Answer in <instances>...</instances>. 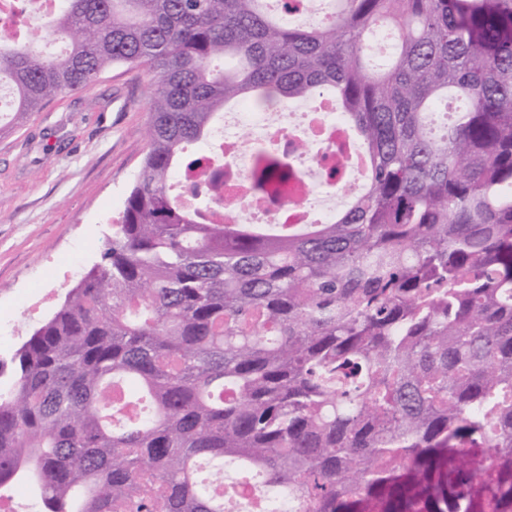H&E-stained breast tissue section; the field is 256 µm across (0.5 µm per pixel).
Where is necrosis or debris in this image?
<instances>
[{"mask_svg":"<svg viewBox=\"0 0 512 512\" xmlns=\"http://www.w3.org/2000/svg\"><path fill=\"white\" fill-rule=\"evenodd\" d=\"M59 0H0V37L29 34L52 16ZM272 146L289 158L295 180L273 194L255 192L250 168L258 149ZM362 160L349 130L336 122L328 95L288 105L269 101L225 113L216 149L201 165L182 169L175 184L180 207L195 211L206 187L215 195L207 215L219 224H317L330 220L356 185Z\"/></svg>","mask_w":512,"mask_h":512,"instance_id":"1","label":"necrosis or debris"}]
</instances>
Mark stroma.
<instances>
[{
	"mask_svg": "<svg viewBox=\"0 0 512 512\" xmlns=\"http://www.w3.org/2000/svg\"><path fill=\"white\" fill-rule=\"evenodd\" d=\"M151 77L108 69L0 135V358L100 259L147 150Z\"/></svg>",
	"mask_w": 512,
	"mask_h": 512,
	"instance_id": "obj_1",
	"label": "stroma"
}]
</instances>
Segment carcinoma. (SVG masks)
Returning <instances> with one entry per match:
<instances>
[{"mask_svg":"<svg viewBox=\"0 0 512 512\" xmlns=\"http://www.w3.org/2000/svg\"><path fill=\"white\" fill-rule=\"evenodd\" d=\"M64 32L56 56L0 38L10 122L144 66L149 147L100 261L0 359V495L224 512L260 483V512H512V0H340L305 29L268 0H61ZM321 92L368 162L332 220L174 203L218 111ZM285 177L256 153V188Z\"/></svg>","mask_w":512,"mask_h":512,"instance_id":"obj_1","label":"carcinoma"}]
</instances>
